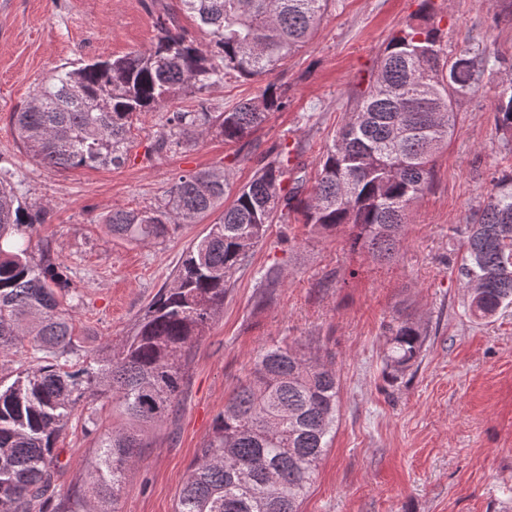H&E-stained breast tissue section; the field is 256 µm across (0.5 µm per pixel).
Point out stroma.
I'll return each instance as SVG.
<instances>
[{
    "instance_id": "obj_1",
    "label": "stroma",
    "mask_w": 512,
    "mask_h": 512,
    "mask_svg": "<svg viewBox=\"0 0 512 512\" xmlns=\"http://www.w3.org/2000/svg\"><path fill=\"white\" fill-rule=\"evenodd\" d=\"M180 0H0V170L25 205L51 209L30 251L50 249L73 292L83 352L108 355L168 283L192 240L219 212L174 228L161 243L110 232L115 209L157 205L176 179L222 170L234 198L278 146L310 192L317 162L372 79L390 38L421 0H331L311 40L274 73L288 107L237 144L206 133L188 149L159 150L171 113L221 112L255 96L261 79L229 78L133 121L120 168L49 169L26 154L16 108L54 68L151 47L158 6ZM444 53L485 49L494 81L455 100L457 123L431 188L413 207L396 258L353 248L350 229L271 224L237 272L224 307L194 346L173 411L148 431L126 475L120 512H174L179 489L216 416L248 379L258 350L288 344L331 363L339 388L336 433L301 512H512V307L480 320L467 310L461 230L494 180L512 175V132L494 119L498 82L512 81V0H432ZM278 285L260 286L268 269ZM409 314L427 333L422 361L402 380L383 375L388 327ZM111 395L79 404L56 448L58 491L87 472L98 435L125 428Z\"/></svg>"
}]
</instances>
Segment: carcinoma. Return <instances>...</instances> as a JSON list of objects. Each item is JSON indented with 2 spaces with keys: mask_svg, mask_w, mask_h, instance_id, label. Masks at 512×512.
Masks as SVG:
<instances>
[{
  "mask_svg": "<svg viewBox=\"0 0 512 512\" xmlns=\"http://www.w3.org/2000/svg\"><path fill=\"white\" fill-rule=\"evenodd\" d=\"M180 2L206 29L208 43H198L176 16L163 13L149 49L54 69L13 113L32 159L57 171L121 166L134 115L162 108L179 91L201 95L231 75H273L309 41L329 0ZM422 10V23L401 29L386 45L356 109L322 153L307 196L282 186L289 155L281 148L227 207L224 174L205 170L179 176L156 207L112 211L106 224L113 234L146 242L224 208L187 248L136 332L108 357L79 356L74 324L55 291L61 281L54 258L48 249L37 262L28 253L27 238L47 223L48 210L22 205L15 184L0 176V359L26 343L56 359L16 372L7 385L0 378V512H119L126 471L146 447V428L169 414L193 347L275 219L299 213L317 230L347 224L353 245L377 259L396 257L409 213L454 132V100L479 92L487 74L483 50L466 47L445 60L429 0ZM287 104L284 90L269 81L224 112H174L158 149L192 147L201 128L240 143ZM494 117L512 131V85L498 93ZM463 248L471 314L488 318L511 306V175L497 179L471 214ZM389 332L384 372L396 380L418 362L426 335L400 317ZM92 388L112 392L128 425L99 437L86 477L59 494L55 444ZM338 408L336 374L319 359L290 345L260 350L247 383L215 418L176 512H300Z\"/></svg>",
  "mask_w": 512,
  "mask_h": 512,
  "instance_id": "obj_1",
  "label": "carcinoma"
}]
</instances>
